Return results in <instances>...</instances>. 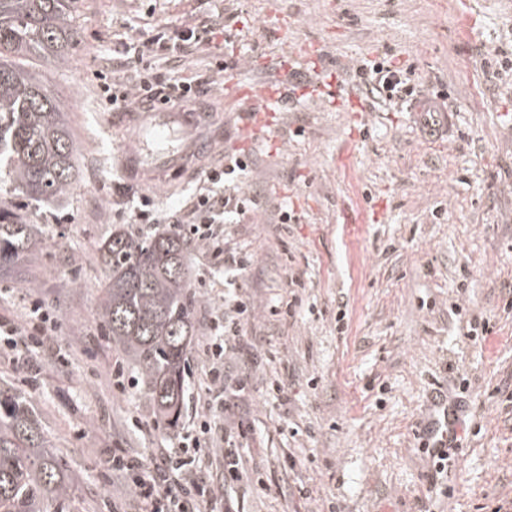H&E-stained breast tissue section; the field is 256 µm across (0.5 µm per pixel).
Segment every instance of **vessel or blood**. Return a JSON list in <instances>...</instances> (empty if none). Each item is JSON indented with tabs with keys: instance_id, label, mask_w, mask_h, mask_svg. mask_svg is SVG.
<instances>
[{
	"instance_id": "vessel-or-blood-1",
	"label": "vessel or blood",
	"mask_w": 512,
	"mask_h": 512,
	"mask_svg": "<svg viewBox=\"0 0 512 512\" xmlns=\"http://www.w3.org/2000/svg\"><path fill=\"white\" fill-rule=\"evenodd\" d=\"M113 127L134 128L135 145L125 149L121 168L132 180L139 179L150 169L193 154H210L222 135L207 108H170L164 105L149 112H115ZM456 430V413L447 400L437 401L433 413L417 433L425 448L447 447Z\"/></svg>"
}]
</instances>
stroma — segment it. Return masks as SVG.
I'll return each mask as SVG.
<instances>
[{
    "label": "stroma",
    "mask_w": 512,
    "mask_h": 512,
    "mask_svg": "<svg viewBox=\"0 0 512 512\" xmlns=\"http://www.w3.org/2000/svg\"><path fill=\"white\" fill-rule=\"evenodd\" d=\"M217 13L231 23L215 45L157 66L204 81L223 107V151L144 189L122 173L133 132L110 129L94 73L123 38ZM76 17L79 51L60 65L29 62L58 94L78 148L71 186L56 200L19 201L44 238L18 274L0 275V320L22 322L37 298L58 321L63 359L34 374L0 359V384L31 400L74 479L71 512L131 499L112 450L159 457L204 397L196 363L184 415L166 430L135 387L115 391L111 372L128 362L104 335L99 243L115 226L153 232L131 224V206L146 196L165 214L189 202L232 150L252 156L243 189L258 210L230 229L253 255L254 311L224 366L251 381L234 412L253 427L246 466L269 485L230 490L240 512H512V75L491 67L512 54V0H78ZM228 49L227 78L216 63ZM384 55L413 71L416 96H441L450 121L437 136L341 83L331 105L310 85L271 115L247 101L287 86L291 69L340 76ZM284 204L296 223H277ZM186 261L198 349L224 270L192 244ZM293 277L301 288H289ZM291 299L295 317L271 313ZM478 317L490 331L476 338ZM277 379L278 397L267 392ZM440 395L462 404L444 475L416 436Z\"/></svg>",
    "instance_id": "35a3bbf8"
}]
</instances>
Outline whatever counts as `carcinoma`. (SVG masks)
I'll return each instance as SVG.
<instances>
[{
    "label": "carcinoma",
    "instance_id": "carcinoma-1",
    "mask_svg": "<svg viewBox=\"0 0 512 512\" xmlns=\"http://www.w3.org/2000/svg\"><path fill=\"white\" fill-rule=\"evenodd\" d=\"M75 0H0V269L40 245L44 230L5 206L12 198L63 196L76 146L58 96L23 60L63 63L81 42ZM108 271L100 315L108 340L128 356L154 423H178L187 353L195 333L186 243L172 229L135 236L115 227L99 247ZM72 477L30 400L0 386V512H59Z\"/></svg>",
    "mask_w": 512,
    "mask_h": 512
}]
</instances>
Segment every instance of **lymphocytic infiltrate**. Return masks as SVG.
<instances>
[{"instance_id": "obj_1", "label": "lymphocytic infiltrate", "mask_w": 512, "mask_h": 512, "mask_svg": "<svg viewBox=\"0 0 512 512\" xmlns=\"http://www.w3.org/2000/svg\"><path fill=\"white\" fill-rule=\"evenodd\" d=\"M223 30L224 20L218 17L202 27L180 25L124 44L112 58L113 67L132 70L136 82L127 88L110 82L106 73L97 72L106 111H128L134 94L151 103L171 105L198 99L199 80L162 78L152 71L148 60L159 54L181 57L188 48L212 43ZM355 75L375 99L392 101L413 92L407 71L386 58L363 62ZM251 166L252 161L245 154H225L222 167L208 168L204 174L205 182L222 186V193L199 194L188 211L165 219L156 214L146 198L135 213L139 224L165 220L177 225L179 233L198 248L224 261V300L212 318L217 334L202 350L208 365V397L201 406L198 428L182 435L177 448L167 449L157 459L133 456L123 448L112 451V470L123 478L141 512H235L228 489L254 480L244 464L252 427L231 411L232 401L248 394V381L228 377L224 371L226 356L238 349L253 315L252 302L243 291L253 260L231 245L226 232L227 225L243 223L254 212L253 198L240 188ZM57 343V321L39 299H32L25 326L0 322V347L11 351L21 366L34 367L41 353L52 350ZM205 449L223 455L221 477H213L203 468L201 452Z\"/></svg>"}]
</instances>
